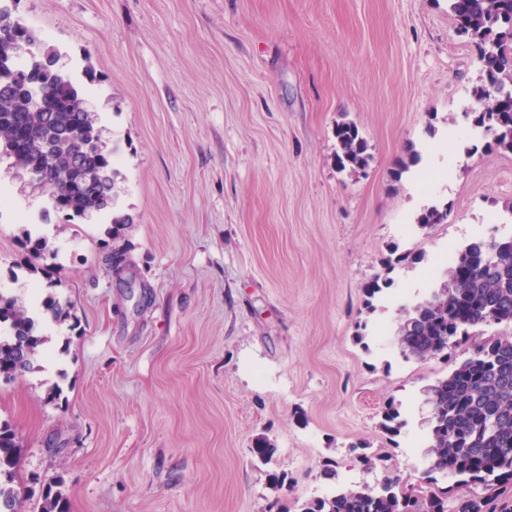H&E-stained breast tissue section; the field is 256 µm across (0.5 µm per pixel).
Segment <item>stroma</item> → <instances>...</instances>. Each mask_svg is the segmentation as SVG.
I'll list each match as a JSON object with an SVG mask.
<instances>
[{"label": "stroma", "instance_id": "35a3bbf8", "mask_svg": "<svg viewBox=\"0 0 512 512\" xmlns=\"http://www.w3.org/2000/svg\"><path fill=\"white\" fill-rule=\"evenodd\" d=\"M13 15L35 36L20 59L51 46L64 70L92 65L115 172L111 211L70 221L42 216L47 192L0 158V293L71 314L28 372L0 377L22 512L59 478L67 512H298L388 473L452 488L425 474L428 390L472 348L420 362L396 330L442 288L443 251L507 236L512 153L474 132L481 69L448 0H18ZM341 121L367 145L356 173L336 166ZM430 205L448 221L420 228ZM42 222L31 274L21 241ZM115 246L124 281L103 262ZM376 278L390 284L367 297Z\"/></svg>", "mask_w": 512, "mask_h": 512}]
</instances>
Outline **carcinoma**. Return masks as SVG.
I'll return each instance as SVG.
<instances>
[{
  "label": "carcinoma",
  "instance_id": "cac0c4a2",
  "mask_svg": "<svg viewBox=\"0 0 512 512\" xmlns=\"http://www.w3.org/2000/svg\"><path fill=\"white\" fill-rule=\"evenodd\" d=\"M457 30L477 48L483 84L474 97L484 102L472 125L489 139L487 148L512 152V0H448ZM31 40L27 27L0 8V154L31 173L40 160L41 180L52 207L70 218L83 219L107 211L114 201L112 158L100 145L99 115L86 107L84 82L96 80L90 65L81 76L49 69L45 61L58 56L54 48L30 62H16L15 44ZM27 129L29 150L15 151L18 127ZM339 169L366 165L365 144L357 128L336 125ZM448 209L430 207L418 217L425 228L444 224ZM105 261L117 277L127 270L123 249L113 247ZM56 323L71 318L55 298L42 302ZM0 324L10 336L0 339V376L28 371L46 343L27 307L0 294ZM512 324V235L473 241L458 251L444 287L415 304L397 332L403 355L419 361L448 357L463 341L485 327ZM432 405L428 473L452 474L464 484L479 483L507 490L512 486V335L492 336L475 345L472 355L448 377L428 389ZM381 427L394 434L402 427L393 403L381 412ZM16 434L0 425V512H18L20 492L12 469L18 455ZM489 501L461 496H417L386 476L377 486L337 488L325 497L306 501L300 512H489ZM41 512H65L61 491L42 492Z\"/></svg>",
  "mask_w": 512,
  "mask_h": 512
}]
</instances>
